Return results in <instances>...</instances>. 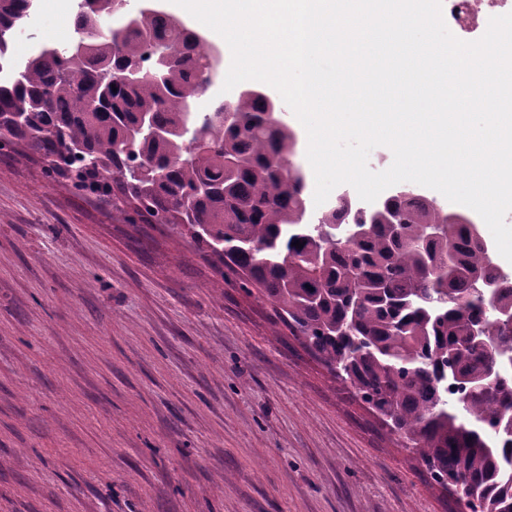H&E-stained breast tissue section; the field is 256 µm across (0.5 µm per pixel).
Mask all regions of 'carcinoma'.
<instances>
[{"instance_id":"obj_1","label":"carcinoma","mask_w":512,"mask_h":512,"mask_svg":"<svg viewBox=\"0 0 512 512\" xmlns=\"http://www.w3.org/2000/svg\"><path fill=\"white\" fill-rule=\"evenodd\" d=\"M33 6L0 0V151L22 142L48 175L74 169L76 188L117 222L133 211L186 229L386 417L434 482L459 487L462 512H512V430L499 427L512 416V325L498 321L512 311V280L482 233L406 187L349 224L334 205L310 219L295 133L269 121L267 93L186 111L210 84L199 33L159 11L141 30L77 0L83 57L45 45L18 65L14 32ZM150 39L170 57L161 80L144 64ZM141 114L162 136L128 140Z\"/></svg>"}]
</instances>
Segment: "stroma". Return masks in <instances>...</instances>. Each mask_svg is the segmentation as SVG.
<instances>
[{
    "mask_svg": "<svg viewBox=\"0 0 512 512\" xmlns=\"http://www.w3.org/2000/svg\"><path fill=\"white\" fill-rule=\"evenodd\" d=\"M37 0L24 54L76 37ZM189 234L0 156V512H456Z\"/></svg>",
    "mask_w": 512,
    "mask_h": 512,
    "instance_id": "stroma-1",
    "label": "stroma"
}]
</instances>
